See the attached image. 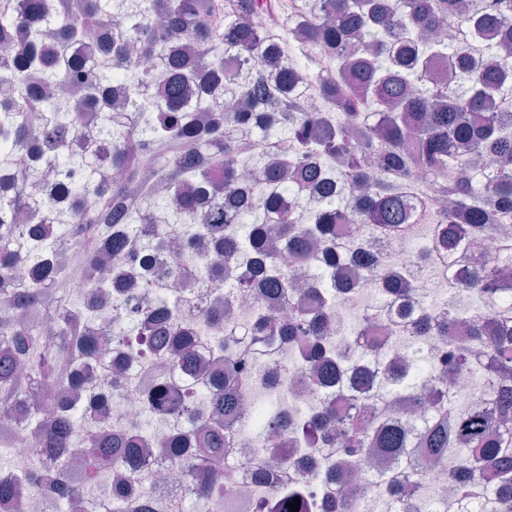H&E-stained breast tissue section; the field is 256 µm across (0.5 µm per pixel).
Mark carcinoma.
Masks as SVG:
<instances>
[{"instance_id":"1","label":"carcinoma","mask_w":512,"mask_h":512,"mask_svg":"<svg viewBox=\"0 0 512 512\" xmlns=\"http://www.w3.org/2000/svg\"><path fill=\"white\" fill-rule=\"evenodd\" d=\"M113 0H0V153L31 160L0 174V434L23 420L56 466L15 462L0 480V512H21L29 493L46 492L66 512H149L118 502L138 474L144 451L136 426L102 423L79 430L80 412L110 398L97 377L121 373L124 356L145 363L144 404L152 414L179 415L162 452L187 476L205 507L221 497L212 464L223 456L224 431L241 414L245 375L224 363L239 350L222 335L224 313H202L197 332L184 329L178 306L152 301L145 280L160 255L169 277L209 295L235 279L244 256L239 224L251 252L265 260L261 285L283 307L298 281L289 257L321 253L325 272L304 289L312 306L255 314L252 331L295 345L329 335L327 313L346 253L331 243L333 225L368 224L394 236L426 226L436 269L475 242L491 258L448 291L436 318L417 298L427 258L400 269L365 245L355 258L367 277L389 287L397 314L418 312L413 335L448 339L433 361L418 344L390 363L361 354L346 360L331 347L320 378L337 381L307 425L266 413V431L295 441L273 449L305 453L336 440L362 459L386 458L372 486L393 512H420L414 492L427 460L453 468V495L440 512H484L490 502L512 509V308L498 292L512 289V0H290L284 23L268 34L257 25L275 0H224V14L202 0H130L122 16ZM458 19V36L434 30ZM339 59L341 70L314 75L313 52ZM336 110L300 111V88ZM127 87L121 110L108 91ZM224 87V97L213 91ZM211 113L199 125L194 112ZM95 120L97 152L73 148L83 135L77 114ZM353 193L347 205L332 179ZM155 224H185L189 235H155ZM206 244L221 264L181 265V249ZM80 252L90 277L84 302L71 298L64 267L53 256ZM29 279L16 287L12 268ZM134 310L140 325L113 335ZM390 313L375 307L357 321L368 334ZM470 342H454L460 317ZM121 352L105 358L98 337ZM207 341L213 363L201 365L195 345ZM370 361L364 370L360 361ZM477 372L486 402L459 398L447 381ZM205 395V409L197 404ZM296 492L257 508L291 512Z\"/></svg>"}]
</instances>
